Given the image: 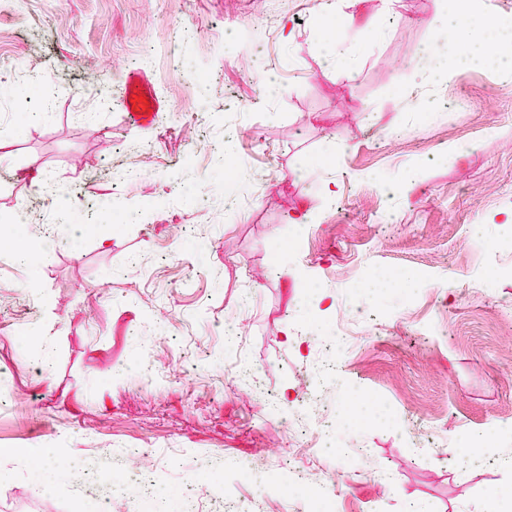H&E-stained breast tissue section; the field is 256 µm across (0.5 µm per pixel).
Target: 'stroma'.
<instances>
[{
	"mask_svg": "<svg viewBox=\"0 0 512 512\" xmlns=\"http://www.w3.org/2000/svg\"><path fill=\"white\" fill-rule=\"evenodd\" d=\"M448 0H7L0 83L41 71L38 95L0 99V223L45 197L56 243L36 267L0 241V512H85L95 497L127 512L113 452L143 448L173 503L201 468L195 512L216 495L278 503L237 465L288 472L287 431L263 399L303 386L315 340L286 343L307 313L381 315L337 344L322 408L362 396L405 425L339 426L331 452L300 464L331 475L336 512H496L512 498V250L475 248L512 212V74L492 66L414 78L408 58L433 45ZM236 22L253 57L224 37ZM207 71V85L184 80ZM100 80L86 84L88 75ZM158 104L154 127L126 119L124 80ZM463 95L468 110L448 108ZM467 144V151L453 148ZM400 182L394 199L373 176ZM336 186L326 195L325 184ZM119 205L136 215L114 230ZM310 212L309 224L289 223ZM97 232L71 239L68 227ZM108 245H101V238ZM300 247L272 262L273 239ZM423 274L361 290L363 267ZM240 314L242 345L224 320ZM502 428L487 451L461 434ZM53 446L97 480L53 473L51 491L16 452Z\"/></svg>",
	"mask_w": 512,
	"mask_h": 512,
	"instance_id": "obj_1",
	"label": "stroma"
}]
</instances>
